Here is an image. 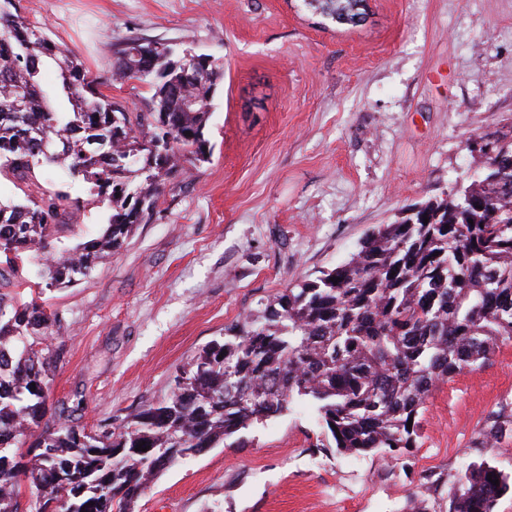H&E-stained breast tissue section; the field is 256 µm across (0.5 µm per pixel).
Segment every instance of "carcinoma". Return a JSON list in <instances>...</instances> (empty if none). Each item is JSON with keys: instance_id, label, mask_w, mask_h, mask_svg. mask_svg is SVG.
<instances>
[{"instance_id": "carcinoma-1", "label": "carcinoma", "mask_w": 512, "mask_h": 512, "mask_svg": "<svg viewBox=\"0 0 512 512\" xmlns=\"http://www.w3.org/2000/svg\"><path fill=\"white\" fill-rule=\"evenodd\" d=\"M301 2L326 27L362 0ZM13 7L0 0V175L26 202H0V288L23 257L49 252L54 227L91 206L112 209L99 237L45 265L47 290L86 278L157 207L166 182L198 157L194 147L205 143L222 73L211 61L171 70L166 60L140 58L139 39L120 42L112 76L151 91L146 111L135 112L102 94L77 55ZM49 62L60 69L53 92L41 83ZM40 131L61 148L45 152ZM46 163L90 184L89 197L44 188L39 168ZM489 165L500 182L475 179L378 225L349 260L286 289L277 304L202 348L167 400L118 432L89 433L53 410L63 349L45 336L61 319L0 292V512H20L24 487L65 497L74 512H135L179 458L283 415L296 398L317 403L340 452L384 448L396 458L415 447L420 410L436 385L512 339V138L485 158ZM28 439L36 453L25 462L19 448ZM143 441L145 452L137 450ZM510 490L495 467L475 464L452 512H495Z\"/></svg>"}]
</instances>
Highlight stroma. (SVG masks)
<instances>
[{
    "instance_id": "obj_1",
    "label": "stroma",
    "mask_w": 512,
    "mask_h": 512,
    "mask_svg": "<svg viewBox=\"0 0 512 512\" xmlns=\"http://www.w3.org/2000/svg\"><path fill=\"white\" fill-rule=\"evenodd\" d=\"M354 28L324 27L299 0H15L130 108L151 96L112 77V46L136 37L210 55L224 70L205 161L167 187L148 222L82 283L38 292L24 263L11 297L62 320L50 401L72 423L120 428L165 399L184 363L302 280L347 261L412 205L468 186L476 135L512 123V0H369ZM107 207L53 235L61 255L99 236ZM512 408V340L439 384L417 445L399 459L319 447L317 406L175 462L136 512H450L467 468L512 478V443L474 442Z\"/></svg>"
}]
</instances>
